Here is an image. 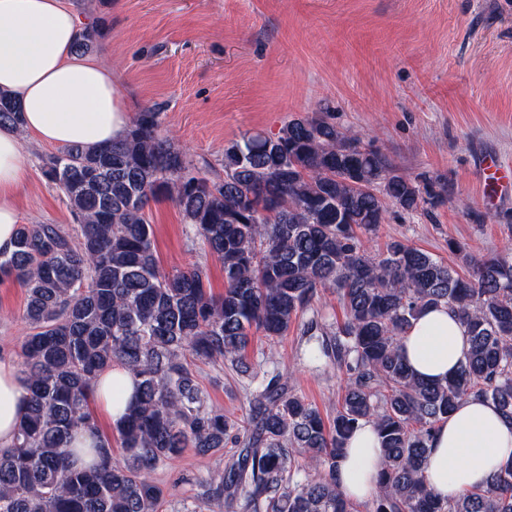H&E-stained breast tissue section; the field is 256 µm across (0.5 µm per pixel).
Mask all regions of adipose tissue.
<instances>
[{
    "label": "adipose tissue",
    "instance_id": "adipose-tissue-1",
    "mask_svg": "<svg viewBox=\"0 0 512 512\" xmlns=\"http://www.w3.org/2000/svg\"><path fill=\"white\" fill-rule=\"evenodd\" d=\"M83 32L74 0H0V90L11 93L23 112V130L0 129V253L14 250L18 214L15 192L25 180L21 133L49 144L97 148L122 139L129 128L127 101L110 66L78 52ZM468 350L458 316L445 307L424 310L404 333L400 351L416 376L443 381L455 374ZM124 398L135 390L122 365L105 369L94 384L100 415L117 423ZM28 390L16 369L0 362V447H10L26 409ZM382 449L374 422L350 437L336 473L341 491L364 500L376 491ZM512 462V419L496 405L469 397L432 434L426 480L443 498L485 485L493 465Z\"/></svg>",
    "mask_w": 512,
    "mask_h": 512
}]
</instances>
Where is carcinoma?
<instances>
[{
	"instance_id": "cac0c4a2",
	"label": "carcinoma",
	"mask_w": 512,
	"mask_h": 512,
	"mask_svg": "<svg viewBox=\"0 0 512 512\" xmlns=\"http://www.w3.org/2000/svg\"><path fill=\"white\" fill-rule=\"evenodd\" d=\"M0 127L22 128L0 91ZM160 113H136L109 146H67L44 176L64 194L77 223L21 224L15 250L0 254V281L26 288L31 331L21 347L30 396L14 444L0 449V512H157L163 489L152 475L188 449L214 454L241 445L200 500L231 512H512V462L483 488L442 499L425 468L432 433L469 396L512 419V256L453 266L401 240L371 256L359 234L389 205L429 212L446 200L440 180L417 183L355 133L318 115L288 121L224 149V174L209 172L159 134ZM167 195L224 267L215 297L203 271L164 272L154 252L150 201ZM321 290L335 292L345 321L310 319L307 361L345 372L336 413L326 420L277 374L260 383L253 412L235 425L209 403L187 356L227 362L255 380L245 351L255 329L288 335ZM446 306L467 328L469 349L444 383L419 380L399 344L427 307ZM114 363L136 389L116 426L123 460L99 436L89 411L98 374ZM376 421L383 456L370 500L336 484L344 446ZM96 439V461L70 464L74 435Z\"/></svg>"
}]
</instances>
